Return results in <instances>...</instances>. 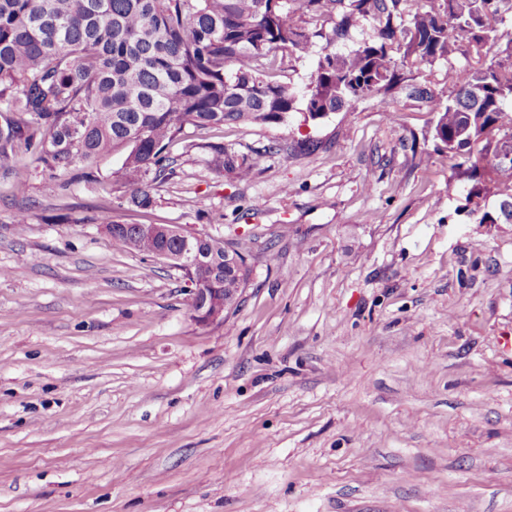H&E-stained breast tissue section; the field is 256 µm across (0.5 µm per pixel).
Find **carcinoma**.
Listing matches in <instances>:
<instances>
[{
	"label": "carcinoma",
	"instance_id": "1",
	"mask_svg": "<svg viewBox=\"0 0 512 512\" xmlns=\"http://www.w3.org/2000/svg\"><path fill=\"white\" fill-rule=\"evenodd\" d=\"M512 14V0H0V160L22 182V148L69 182L92 181L101 158L125 152L108 183L149 210L154 190L174 174L170 147L189 130L278 124L290 112L322 118L400 87L431 104L433 135L448 136L454 174L485 190L489 174L507 191L512 160L487 130L512 132V44L501 59L484 49ZM375 33L343 52L319 54L308 85L276 76L288 56H309L358 22ZM467 43L468 65L446 101L403 73L448 59ZM220 172L248 179L256 159L221 144L197 143ZM112 247L153 255L185 242L124 233ZM224 281V247L193 241Z\"/></svg>",
	"mask_w": 512,
	"mask_h": 512
}]
</instances>
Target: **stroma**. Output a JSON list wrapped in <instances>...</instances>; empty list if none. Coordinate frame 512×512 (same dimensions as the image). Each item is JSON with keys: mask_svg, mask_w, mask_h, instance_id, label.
Masks as SVG:
<instances>
[{"mask_svg": "<svg viewBox=\"0 0 512 512\" xmlns=\"http://www.w3.org/2000/svg\"><path fill=\"white\" fill-rule=\"evenodd\" d=\"M433 120L402 92L196 132L145 214L1 164L0 512H512V220ZM107 206L245 254L222 324ZM197 147L211 155L210 163L219 172L232 174L239 180L248 179L256 166V158L229 151L224 145L198 143Z\"/></svg>", "mask_w": 512, "mask_h": 512, "instance_id": "stroma-1", "label": "stroma"}]
</instances>
